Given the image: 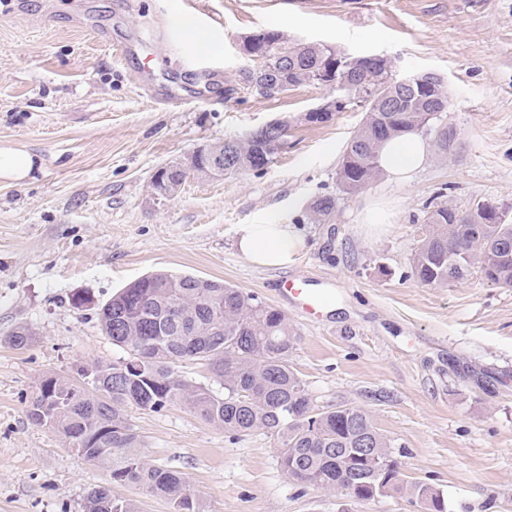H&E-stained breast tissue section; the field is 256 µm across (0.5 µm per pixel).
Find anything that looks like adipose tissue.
Wrapping results in <instances>:
<instances>
[{"instance_id":"1","label":"adipose tissue","mask_w":512,"mask_h":512,"mask_svg":"<svg viewBox=\"0 0 512 512\" xmlns=\"http://www.w3.org/2000/svg\"><path fill=\"white\" fill-rule=\"evenodd\" d=\"M381 167L394 181L404 182L429 159V146L417 133H405L385 142L380 150ZM238 247L254 265L284 268L292 264L304 249V240L293 225L263 220L239 228Z\"/></svg>"}]
</instances>
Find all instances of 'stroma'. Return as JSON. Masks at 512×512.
<instances>
[{
    "label": "stroma",
    "mask_w": 512,
    "mask_h": 512,
    "mask_svg": "<svg viewBox=\"0 0 512 512\" xmlns=\"http://www.w3.org/2000/svg\"><path fill=\"white\" fill-rule=\"evenodd\" d=\"M188 18L218 44V76L187 70L202 56ZM265 29L387 55L401 75L439 74L457 154L431 156L408 183L381 176L346 194L337 170L363 112L306 122L327 95L313 85L225 94L245 64L241 39ZM153 88L183 105H157ZM276 119L288 146L263 170L154 193L168 162ZM5 144L41 164L24 183H0V512H82L87 489L105 484L138 512H171L111 484L106 468L26 416L42 376L75 381L81 364L124 357L100 330L99 304L171 271L275 307L287 276L332 292L313 320L283 306L299 334L289 363L314 406L367 410L399 450L404 479L438 488L447 512H512V288L475 275L431 288L410 275L429 203L512 207V0H0ZM324 196L336 201L332 223H310ZM373 203L386 213L376 228L361 222ZM278 213L306 248L288 267L255 266L237 248L238 227ZM77 295L87 304L74 306ZM21 325L36 336L18 350L7 338ZM129 418L147 460L186 473L206 512L342 510L336 491L290 480L263 431L233 436L177 404Z\"/></svg>",
    "instance_id": "obj_1"
}]
</instances>
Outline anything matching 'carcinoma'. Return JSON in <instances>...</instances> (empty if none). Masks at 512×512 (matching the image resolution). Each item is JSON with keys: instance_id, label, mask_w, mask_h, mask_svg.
<instances>
[{"instance_id": "cac0c4a2", "label": "carcinoma", "mask_w": 512, "mask_h": 512, "mask_svg": "<svg viewBox=\"0 0 512 512\" xmlns=\"http://www.w3.org/2000/svg\"><path fill=\"white\" fill-rule=\"evenodd\" d=\"M250 64L236 73L237 86L266 96L260 83L281 91L333 81L343 87L348 106L365 112L347 140L338 170L343 191L356 195L381 174V145L405 132L433 133L443 157L456 153L458 137L447 127L431 126L448 111L445 81L430 72L395 74L382 55H354L318 42H297L269 29L244 37ZM224 152V174L261 171L276 151L271 132H250L213 143ZM203 156L173 160L160 169L155 187L174 194L188 175L207 178ZM335 199L323 197L310 208L313 224H328ZM429 230L415 251L411 276L429 287H447L479 273L488 283L512 288V220L486 205L481 220L440 203L428 211ZM462 271L448 274V255ZM99 325L112 344L128 356L112 364L78 367L85 379L77 386L43 376L27 401L35 425L58 432L93 464L110 471L112 483L133 484L168 501L172 512H204L203 503L180 470L148 464L127 409L160 412L180 404L205 422L231 435L261 430L282 448L281 466L289 479L333 489L354 503L399 493L420 502L427 512H446L443 493L432 485L409 482L398 471L392 444L361 407L319 410L288 355L297 332L280 310L256 301L243 290L189 274L157 272L118 290L102 305ZM32 328L16 327L8 343L31 344ZM203 360L224 386L220 395L177 371L185 360ZM390 462L381 473L362 457L361 448ZM83 512H138L132 499L112 496L109 485L90 488Z\"/></svg>"}]
</instances>
